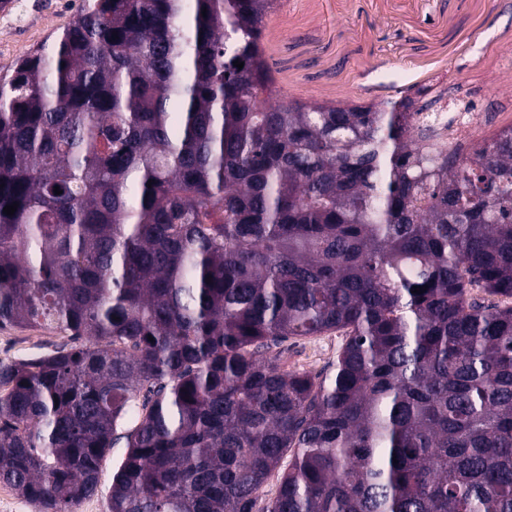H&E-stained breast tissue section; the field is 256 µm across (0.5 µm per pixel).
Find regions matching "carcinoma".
I'll list each match as a JSON object with an SVG mask.
<instances>
[{
	"mask_svg": "<svg viewBox=\"0 0 512 512\" xmlns=\"http://www.w3.org/2000/svg\"><path fill=\"white\" fill-rule=\"evenodd\" d=\"M277 2L86 0L0 76V327L72 342L0 361L41 512L120 443L110 512H512V132L275 100ZM336 331L328 372L273 353Z\"/></svg>",
	"mask_w": 512,
	"mask_h": 512,
	"instance_id": "1",
	"label": "carcinoma"
}]
</instances>
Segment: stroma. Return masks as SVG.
Instances as JSON below:
<instances>
[{
    "label": "stroma",
    "mask_w": 512,
    "mask_h": 512,
    "mask_svg": "<svg viewBox=\"0 0 512 512\" xmlns=\"http://www.w3.org/2000/svg\"><path fill=\"white\" fill-rule=\"evenodd\" d=\"M83 0H9L0 8V75L51 43ZM283 100L377 103L399 89L469 102L479 138L512 120V0H280L263 42ZM65 335L0 328V360L53 350ZM340 332L288 340L281 362L318 372L335 361Z\"/></svg>",
    "instance_id": "obj_1"
}]
</instances>
